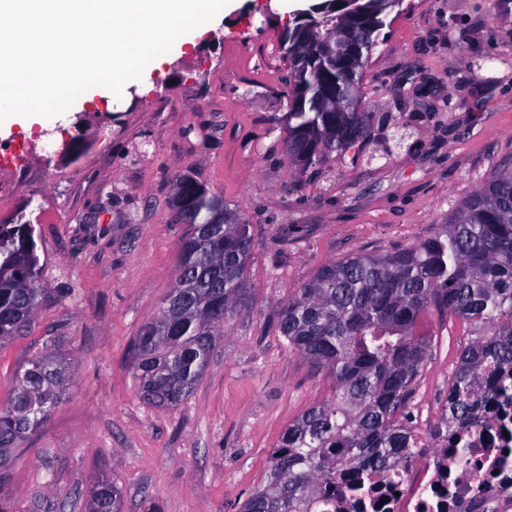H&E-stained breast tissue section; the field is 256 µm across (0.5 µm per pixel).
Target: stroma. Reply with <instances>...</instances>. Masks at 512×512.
<instances>
[{"mask_svg":"<svg viewBox=\"0 0 512 512\" xmlns=\"http://www.w3.org/2000/svg\"><path fill=\"white\" fill-rule=\"evenodd\" d=\"M250 7L236 0L120 102L0 129V220L22 211L39 230L46 290L30 331L0 345V401L45 349L68 365L62 402L0 468L9 512H88L101 478L123 512H240L288 424L332 395L281 336L283 305L325 262L417 246L512 165V0H403L362 90L414 136L378 163L334 156L304 176L269 131L287 110L277 18L297 4L272 0L269 21ZM187 171L247 216L254 252L246 302L190 397L164 409L132 369L178 274L171 198ZM421 329L406 412L432 442L470 327L432 311Z\"/></svg>","mask_w":512,"mask_h":512,"instance_id":"obj_1","label":"stroma"}]
</instances>
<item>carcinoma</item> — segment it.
Listing matches in <instances>:
<instances>
[{
  "label": "carcinoma",
  "instance_id": "1",
  "mask_svg": "<svg viewBox=\"0 0 512 512\" xmlns=\"http://www.w3.org/2000/svg\"><path fill=\"white\" fill-rule=\"evenodd\" d=\"M398 0H351L303 31H280L288 74L283 151L301 173L319 172L329 156L357 145V158L379 156L369 137L382 123L362 106L360 75ZM178 270L157 316L138 338L133 378L145 403L174 408L204 373L224 322L247 299L253 255L250 224L191 174L175 181ZM36 228L18 212L0 221V345L28 332L44 294ZM431 308L467 322L448 389L442 425L477 423L484 398L505 392L512 372V166H504L416 247L360 254L321 265L278 314L288 346L326 370L331 399L288 425L271 453L266 481L242 512H321L347 473L386 474L410 448L406 408L429 348L417 332ZM67 376L47 352L17 378L0 403V465L45 420ZM90 512H122L116 483L96 481Z\"/></svg>",
  "mask_w": 512,
  "mask_h": 512
}]
</instances>
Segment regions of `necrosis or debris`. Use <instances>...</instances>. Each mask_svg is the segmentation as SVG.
<instances>
[{
	"label": "necrosis or debris",
	"mask_w": 512,
	"mask_h": 512,
	"mask_svg": "<svg viewBox=\"0 0 512 512\" xmlns=\"http://www.w3.org/2000/svg\"><path fill=\"white\" fill-rule=\"evenodd\" d=\"M361 493L337 484L328 512H512V398L489 403L477 425L449 431L423 459L390 478L371 475Z\"/></svg>",
	"instance_id": "obj_1"
}]
</instances>
